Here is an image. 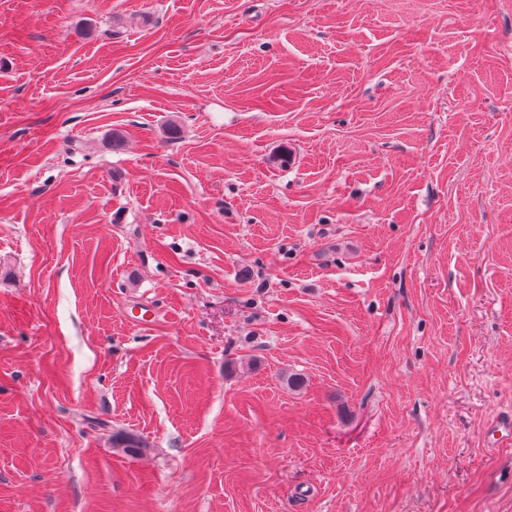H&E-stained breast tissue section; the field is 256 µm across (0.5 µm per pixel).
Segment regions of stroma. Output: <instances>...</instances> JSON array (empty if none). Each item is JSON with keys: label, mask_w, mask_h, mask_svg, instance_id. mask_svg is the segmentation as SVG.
<instances>
[{"label": "stroma", "mask_w": 512, "mask_h": 512, "mask_svg": "<svg viewBox=\"0 0 512 512\" xmlns=\"http://www.w3.org/2000/svg\"><path fill=\"white\" fill-rule=\"evenodd\" d=\"M506 411L512 0H0V512H512Z\"/></svg>", "instance_id": "1"}]
</instances>
